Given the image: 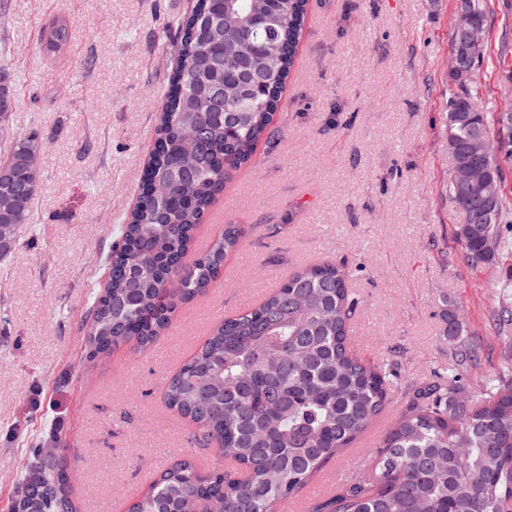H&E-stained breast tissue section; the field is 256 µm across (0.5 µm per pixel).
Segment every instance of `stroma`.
Instances as JSON below:
<instances>
[{
    "instance_id": "stroma-1",
    "label": "stroma",
    "mask_w": 512,
    "mask_h": 512,
    "mask_svg": "<svg viewBox=\"0 0 512 512\" xmlns=\"http://www.w3.org/2000/svg\"><path fill=\"white\" fill-rule=\"evenodd\" d=\"M13 133L47 139L34 221L0 258V512H9L27 441L62 422L75 512H128L184 458L211 465L196 427L163 399L167 378L230 316L302 267L347 260L360 301L350 345L393 368L386 414L321 480L362 470L413 388L446 374L455 311L480 358L468 389L512 377V158L502 160L507 243L473 264L456 239L446 115L456 0H309L273 143L237 170L196 234L245 237L218 279L180 306L145 350L82 349L93 287L104 284L111 229L137 199L161 92L177 60L173 21L192 0H10ZM64 16V53L42 35ZM490 55L475 75L488 111L512 108V0H487Z\"/></svg>"
}]
</instances>
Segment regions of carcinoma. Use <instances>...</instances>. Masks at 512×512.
Here are the masks:
<instances>
[{
    "mask_svg": "<svg viewBox=\"0 0 512 512\" xmlns=\"http://www.w3.org/2000/svg\"><path fill=\"white\" fill-rule=\"evenodd\" d=\"M308 0H196L177 24V66L162 92L153 151L137 204L113 228L108 280L86 316L88 355L133 345L151 346L172 324L176 309L202 294L217 278L224 257L237 250L244 230L226 224L210 248L191 256L204 223L231 173L269 141L283 89L294 66ZM223 14V27L206 37L199 19ZM253 19L267 23L250 26ZM69 30L54 19L46 47L64 52ZM10 49L0 34V111L16 99L7 64ZM224 60L226 94L211 91L205 73ZM448 98V152L458 158L480 128L512 131V113L491 118L477 89ZM203 127L198 140L182 126ZM46 142L36 130L15 135L0 129V194L14 197L1 224L23 229L33 220L38 190L26 191L29 164L40 161ZM477 181L502 180L498 158L475 163ZM157 183L170 193H153ZM448 192L464 216L457 239L473 263H485L488 240L502 242L504 200L486 221L476 219L477 194ZM180 279L172 297L163 283ZM350 268L330 262L302 269L262 303L216 322L194 355L168 381L169 409L196 426V441L220 444L233 466L202 473L182 459L162 471L131 512H275L284 499L300 497L325 465L341 457L386 410L397 388L393 369L365 362L348 348V329L358 301L347 286ZM476 347L461 343L448 376L414 390L413 397L370 452L367 467L327 501L330 512H512V378L468 391L460 367L475 364ZM66 465L26 469L17 483L37 497L39 512H71Z\"/></svg>",
    "mask_w": 512,
    "mask_h": 512,
    "instance_id": "cac0c4a2",
    "label": "carcinoma"
}]
</instances>
